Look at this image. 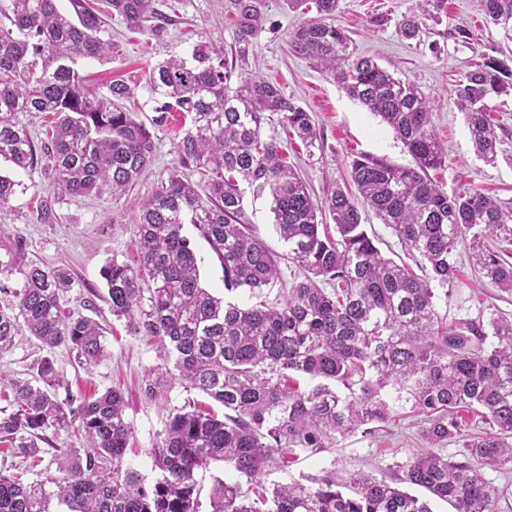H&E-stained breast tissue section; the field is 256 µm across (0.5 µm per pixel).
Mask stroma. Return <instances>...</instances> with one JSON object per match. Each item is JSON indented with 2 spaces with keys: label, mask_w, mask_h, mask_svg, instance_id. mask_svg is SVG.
<instances>
[{
  "label": "stroma",
  "mask_w": 512,
  "mask_h": 512,
  "mask_svg": "<svg viewBox=\"0 0 512 512\" xmlns=\"http://www.w3.org/2000/svg\"><path fill=\"white\" fill-rule=\"evenodd\" d=\"M161 5L170 18L163 37L131 32L115 17L108 31L121 46L119 55L104 63L85 60L78 64L94 92L107 93L115 79L135 89L126 106L139 120L151 123L157 143L153 161L136 184L119 197H60L54 194L48 174L37 168L21 175V187L0 209V224L6 225L11 240L22 243L26 260L64 268L75 282L71 298L95 304L105 329L107 359L85 369L74 363L65 348H56L53 356L74 397L98 395L112 387L122 390L133 429L125 460L147 476L152 473L150 451L158 443L166 412L146 400L140 386L146 370L159 365L158 350L153 342L130 335L123 322L112 319L100 271L114 256L137 261L138 203L175 165L174 146L189 125L187 114L175 110L162 123H154V104L144 88L149 67L172 55L188 56L200 40L227 48L235 42V26L224 14L223 0H161ZM415 6L416 0H340L337 20L358 53L374 58L396 77L415 82L430 95L433 128L448 151L447 163L436 173L443 190L453 194L475 187L511 199L512 164L502 160L491 166L479 157L454 93L457 80L471 63L505 46L503 32L485 22L477 0H444L441 10L427 20L421 40H407L398 33L396 23ZM303 18L302 8L289 7L286 0H267L250 64L254 75L279 85L288 98L309 112L319 133L318 146L309 154L301 144L291 143L276 114L264 122L263 137L287 145L290 162L318 199L348 182L350 163L358 155L411 165L413 159L403 143L380 117L350 99L331 76L291 49L289 35ZM460 26L471 31L470 44L458 42ZM246 213L255 234L281 258L282 283L266 291L273 302L300 272L287 260L288 247L274 230L269 202L247 204ZM457 267L453 280L437 288V308L448 323L493 314L512 318V294L501 292L475 270L467 253H460ZM43 354L38 341L20 333L13 347L0 355V373L8 379L21 377ZM388 399L393 408L388 423L375 425L369 434L338 440L317 453L296 451L288 468L266 469L258 485L270 489L328 473L344 479L354 472L388 469L428 449L421 435L423 415L412 409L407 398L392 393Z\"/></svg>",
  "instance_id": "35a3bbf8"
}]
</instances>
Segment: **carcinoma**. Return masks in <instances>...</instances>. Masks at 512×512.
<instances>
[{
	"instance_id": "obj_1",
	"label": "carcinoma",
	"mask_w": 512,
	"mask_h": 512,
	"mask_svg": "<svg viewBox=\"0 0 512 512\" xmlns=\"http://www.w3.org/2000/svg\"><path fill=\"white\" fill-rule=\"evenodd\" d=\"M311 3L315 15L291 34L295 51L332 76L345 92L381 117L405 145L414 165L398 167L372 156L350 164L354 190L336 187L322 200L288 164L273 139L262 137L264 113L282 116L308 153L319 134L309 113L249 71V55L266 0H224L234 15L231 56L211 42L190 58L171 56L150 66L145 89L155 111L190 116L175 146L176 165L140 202L138 266L114 256L101 269L109 311L134 336L156 341L163 365L148 370L143 393L166 408L152 449L157 476L125 462L132 427L116 388L94 399L64 398L52 353L64 346L81 366L107 356L104 328L70 308L73 280L64 270L28 262L21 245L0 241V277L22 286L0 308V353L25 330L47 350L31 377L9 381L10 406L0 408V452L18 459L0 470V512H199V471L214 463L232 480L215 478L212 512H432L416 487L454 512H498L500 490L483 469L512 471V320L468 319L450 325L437 310L432 282L447 284L465 250L481 273L512 292V201L470 188L448 195L428 175L447 151L431 123L429 98L407 79L355 52L336 25L340 0ZM442 0H422L396 28L420 36ZM0 0V160L16 172L44 163L61 196L123 194L152 162L153 134L123 101L134 91L122 81L109 94L89 91L80 60L107 62L119 48L103 13L130 30L161 37L166 31L155 0ZM487 22L512 41V0H477ZM477 153L489 165L509 155L489 97L512 96V50H498L465 74L455 88ZM25 112H50L51 135L37 141ZM199 174V183L180 170ZM22 182L0 173V208ZM267 199L288 245V261L302 273L275 304L230 302L202 287L197 255L184 227L192 225L220 263L224 290L251 294L280 278L278 256L254 234L246 197ZM391 229L405 254L432 276L421 278L382 255L362 224L358 203ZM331 216V233L323 216ZM318 380L306 390L291 374ZM207 395L223 418L185 403L169 405L175 385ZM406 394L425 416L427 452L393 465L391 475L327 474L293 481L249 500L242 491L268 467H288L295 450L320 451L337 438L390 419L386 389ZM467 408L487 425L466 433ZM462 444L453 460L440 445ZM44 479L26 476L38 466Z\"/></svg>"
}]
</instances>
